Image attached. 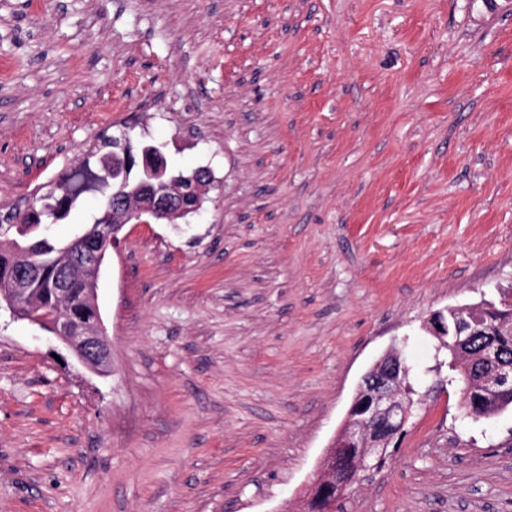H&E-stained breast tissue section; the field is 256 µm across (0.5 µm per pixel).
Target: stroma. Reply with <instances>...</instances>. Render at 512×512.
Wrapping results in <instances>:
<instances>
[{"mask_svg":"<svg viewBox=\"0 0 512 512\" xmlns=\"http://www.w3.org/2000/svg\"><path fill=\"white\" fill-rule=\"evenodd\" d=\"M0 0V206L102 133L208 169L98 283L112 372L0 312V512H295L385 352L512 284V12ZM343 512H512V411L430 398Z\"/></svg>","mask_w":512,"mask_h":512,"instance_id":"1","label":"stroma"}]
</instances>
